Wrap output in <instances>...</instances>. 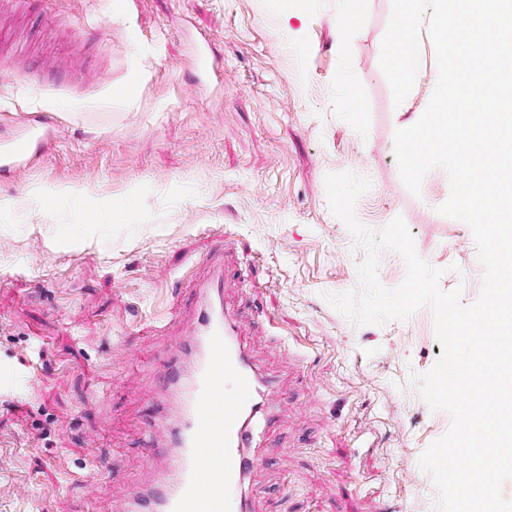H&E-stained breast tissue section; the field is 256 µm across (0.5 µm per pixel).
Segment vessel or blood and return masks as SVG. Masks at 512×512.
<instances>
[{"label":"vessel or blood","mask_w":512,"mask_h":512,"mask_svg":"<svg viewBox=\"0 0 512 512\" xmlns=\"http://www.w3.org/2000/svg\"><path fill=\"white\" fill-rule=\"evenodd\" d=\"M39 128L28 139L0 149V166L11 167L40 140ZM193 320L184 328L181 348L193 354L190 376L169 364L158 392L174 400L176 430L156 418L147 427L146 448H169L172 457L151 495L136 494L114 512H247V478L256 461L252 431L256 418L275 420L283 399L273 381L253 363L234 312L224 305V270L214 266L200 284Z\"/></svg>","instance_id":"1"}]
</instances>
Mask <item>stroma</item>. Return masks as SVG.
Instances as JSON below:
<instances>
[{
  "instance_id": "1",
  "label": "stroma",
  "mask_w": 512,
  "mask_h": 512,
  "mask_svg": "<svg viewBox=\"0 0 512 512\" xmlns=\"http://www.w3.org/2000/svg\"><path fill=\"white\" fill-rule=\"evenodd\" d=\"M343 8L310 0L286 21L275 0H126L118 14L112 0H27L0 30V57L28 62L24 79L0 68V147L51 130L0 169V512H113L154 483L142 439L157 374L216 255L284 399L251 512H434L432 480L405 479L450 424L410 379L442 353L432 314L357 326L326 302L357 287L363 258L328 210L327 174L367 177L358 219L377 232L402 217L463 303L483 267L470 227L437 211L447 173L416 196L395 158L396 130L437 84L429 35L397 105L380 67L392 0H367L347 28ZM74 43L79 74L50 68ZM89 202L126 214L89 224Z\"/></svg>"
}]
</instances>
